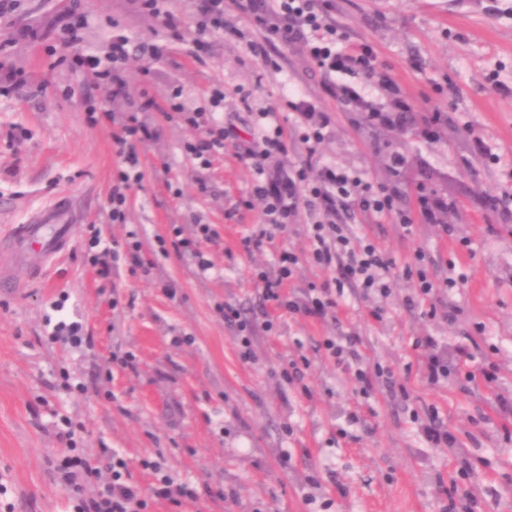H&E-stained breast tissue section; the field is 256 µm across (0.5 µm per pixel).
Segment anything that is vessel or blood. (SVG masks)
<instances>
[{
  "label": "vessel or blood",
  "mask_w": 512,
  "mask_h": 512,
  "mask_svg": "<svg viewBox=\"0 0 512 512\" xmlns=\"http://www.w3.org/2000/svg\"><path fill=\"white\" fill-rule=\"evenodd\" d=\"M75 226L72 207L62 199L49 209L35 212L28 223L11 228L0 238V290L21 294L22 285L14 279L12 266L21 264L32 274L43 273L70 248Z\"/></svg>",
  "instance_id": "obj_1"
}]
</instances>
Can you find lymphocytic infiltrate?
<instances>
[{
    "label": "lymphocytic infiltrate",
    "instance_id": "1",
    "mask_svg": "<svg viewBox=\"0 0 512 512\" xmlns=\"http://www.w3.org/2000/svg\"><path fill=\"white\" fill-rule=\"evenodd\" d=\"M237 9L251 18L260 28L270 32L284 44L303 43L316 67L327 75L336 73L358 74L368 83L391 85L392 79L381 68L373 48L366 44H346L345 36L328 26L321 10V0H273L272 9H264L256 0H233ZM79 24L67 30L68 43L75 49L74 58L80 71L99 81L110 84L113 95L124 94L126 84L122 73L131 54L132 42L127 35L112 37V52L107 58L79 51ZM224 101L222 87H213L209 104L188 109L182 101L181 91H173L165 105L151 98L144 99L140 111L160 112L163 118H178L197 130L195 139L185 143L186 155L199 167L208 168L213 158L223 154L224 144L234 141L238 157L253 169L255 179L252 193L263 204V224L242 240L244 250L260 248L272 239L276 231L295 218L300 208H313L331 214L337 205H344L368 215L391 216L403 228H411L416 220L440 225L446 237H453V225L444 223L443 216L450 210V203L438 200L427 193L418 194L416 204L409 209L396 205V192L375 187L367 175L342 170L330 165L322 166L317 180H309L308 170L323 139L321 127L307 128L300 136L306 157L294 166L287 177L271 176L266 167L267 159L284 151L287 140L284 127L277 121L274 111L259 113L258 122L249 139L238 140L233 128L218 121L216 112ZM107 125L112 126V142L116 148L119 165L113 174L110 193L109 218L113 223H124L126 218L127 191L141 183L144 174L140 168L137 146L151 139L150 127L139 121L136 114H129L122 121H115L110 110H103ZM175 251L190 258L199 275H206L213 267L206 258L204 245L217 243L219 232L210 224L195 225L192 232H184L177 225L169 229ZM344 259V273L340 280L310 288L305 300L287 298L283 288L293 275L299 262L298 256L288 250L281 251L277 260V273L270 276L258 272L266 301L291 314L324 317L335 313L336 295L343 290L344 281H351L364 289L366 294L386 297L395 265L391 258L369 235H356L348 225L332 221L320 222L309 230L307 259L318 266H330L336 259ZM356 336H326L317 342L314 351L331 360L338 369L352 373L364 396H371L373 378H392V371L381 366L367 367L359 363ZM142 469L157 472L159 478L151 493H144L134 480L127 459L119 453L101 455H64L55 468L60 483L75 501L76 512H152L154 500L168 501L178 507L186 501L197 499L198 492L188 482L175 481L171 476L160 475L161 464L150 457L139 462Z\"/></svg>",
    "mask_w": 512,
    "mask_h": 512
}]
</instances>
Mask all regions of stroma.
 <instances>
[{
  "label": "stroma",
  "mask_w": 512,
  "mask_h": 512,
  "mask_svg": "<svg viewBox=\"0 0 512 512\" xmlns=\"http://www.w3.org/2000/svg\"><path fill=\"white\" fill-rule=\"evenodd\" d=\"M71 5L22 0L7 29L9 62L32 83L21 94L0 95V236L61 197L73 202L82 226L48 271L22 273L23 294L0 292V483L8 488L0 501L11 503L10 512H74L51 465L62 448L58 433L70 425L78 450L118 451L143 489L155 477L139 461L156 455L175 480L197 486V501L177 510L161 500L153 512H446L439 486L463 459L472 464L467 485L476 512H512V415L497 405L512 400V210L485 204L512 194V0H327L326 22L349 43L371 45L395 86L358 75L344 84L380 109L393 96L407 99L411 110L401 126L371 125L343 110L303 45H283L230 6L223 31L206 34L208 49L197 59L167 40L140 0H82V49L108 55L116 26L138 46L124 67L127 91L113 96L48 53L72 20ZM33 27L47 40L24 38ZM252 40L277 69L249 52ZM145 45L157 46L161 59L143 55ZM216 84L224 88L220 116L238 132L249 131L258 112L276 111L288 148L269 159L272 174L306 156L298 137L305 118L281 94L291 85L328 119L319 163L367 174L395 189L405 208L422 190L451 202L444 217L456 229L451 238L435 224L419 221L407 231L353 209L338 210L335 221L371 235L398 270L421 251L435 282L463 273L465 283L432 303L418 300L413 281L400 273L383 299L348 283L336 317L326 319L265 301L255 275L276 273L282 250L300 257L284 288L298 300L311 285L340 278L342 265L304 261L310 226L322 219L308 209L261 249L245 252L241 240L260 224L263 206L233 144L199 168L184 151L194 129L138 110L142 95L160 101L176 88L195 108ZM95 106L138 112L154 130L138 147L144 179L121 224L106 219L116 157L108 130L89 118ZM434 109L443 119L431 138L424 129ZM396 153L406 159L397 172L390 162ZM86 224L101 225L97 246L88 245ZM173 224L188 232L197 224L218 228L206 277L175 251L160 252L156 239ZM131 229L151 273L122 261L110 278L99 277L93 257H106ZM224 302L253 320L250 361L240 359L235 331L216 311ZM432 304L437 314L430 318ZM378 306L379 321L370 315ZM61 319L81 323L82 344L51 339L50 325ZM182 334L194 344H175ZM326 336L360 337L363 363L390 368L395 386L377 382L363 397L350 374L314 353ZM419 336L434 337L448 364L438 384L416 369ZM468 344L475 355L469 380L457 357ZM128 350L134 367L113 364V353ZM303 354L310 367L285 382L289 360ZM487 363L496 367L491 383L479 374ZM434 410L456 436L455 447L424 440L420 421ZM351 412L360 417L353 426L346 422ZM346 426L348 438L339 433ZM216 490L223 501L213 499Z\"/></svg>",
  "instance_id": "obj_1"
}]
</instances>
